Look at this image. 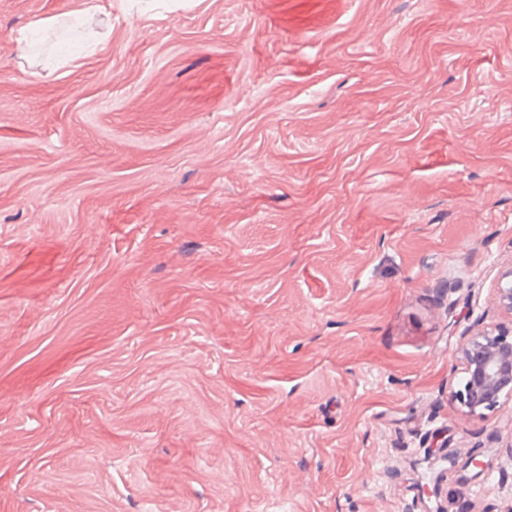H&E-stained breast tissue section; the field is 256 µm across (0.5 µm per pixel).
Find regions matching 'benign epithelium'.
Masks as SVG:
<instances>
[{
	"label": "benign epithelium",
	"instance_id": "7a95c632",
	"mask_svg": "<svg viewBox=\"0 0 512 512\" xmlns=\"http://www.w3.org/2000/svg\"><path fill=\"white\" fill-rule=\"evenodd\" d=\"M500 307L512 314V270L495 286ZM465 381L457 393L471 414L512 400V334L484 331L470 337L464 349Z\"/></svg>",
	"mask_w": 512,
	"mask_h": 512
}]
</instances>
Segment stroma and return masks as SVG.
<instances>
[{"mask_svg":"<svg viewBox=\"0 0 512 512\" xmlns=\"http://www.w3.org/2000/svg\"><path fill=\"white\" fill-rule=\"evenodd\" d=\"M0 0V512H512V0ZM486 462L467 479L468 457ZM83 0L82 7L74 12H68L64 15L70 16L72 21L81 25L84 18L93 16L95 14L104 13L108 16L112 15V1L124 3L128 0ZM125 4V3H124ZM464 360L466 377L457 399L470 414L494 408L501 400H512L511 331H484L471 336Z\"/></svg>","mask_w":512,"mask_h":512,"instance_id":"35a3bbf8","label":"stroma"}]
</instances>
